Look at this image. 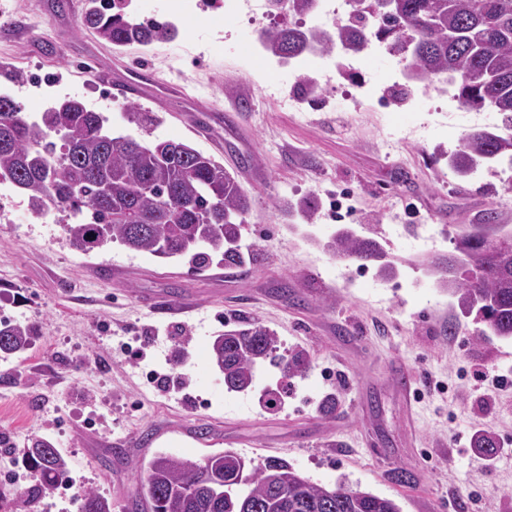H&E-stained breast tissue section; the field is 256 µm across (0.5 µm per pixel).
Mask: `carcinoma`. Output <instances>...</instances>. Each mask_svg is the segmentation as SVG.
<instances>
[{
	"label": "carcinoma",
	"instance_id": "obj_1",
	"mask_svg": "<svg viewBox=\"0 0 512 512\" xmlns=\"http://www.w3.org/2000/svg\"><path fill=\"white\" fill-rule=\"evenodd\" d=\"M95 5L83 16L84 25L115 45H150L170 41L178 30L169 23H133L125 14ZM273 11L284 8L297 22L258 32L265 49L283 59L309 51L330 52L340 42L356 55L372 41L407 61L409 80L432 84L448 75L457 85L461 104L504 116L502 126L465 133L448 155V169L467 178L485 166L508 161L512 169V0H393L382 11L379 0H351L346 17L335 24L336 35L323 28H306L299 19L313 14L318 0H270ZM124 119L145 131L147 138L112 136L108 118L77 98H65L34 117L21 105L0 96V131L11 143L0 147V182H9L27 199L32 214L65 212L71 245L83 252L117 242L130 250L161 258H178L197 269L213 261L247 275L259 253L241 244V230L251 201L235 174L224 164L183 141L152 137L155 118L136 107ZM320 203L311 194L296 203L287 199L274 208L311 223ZM499 213L487 209L478 224L455 232L456 242L476 279L459 276L448 285V269L431 263L427 271L438 287L448 289L464 315L476 312L485 329L512 338V249L488 247L485 230L512 234L499 223ZM323 248L333 256L376 268L378 276L395 274L383 245L346 226L338 228ZM32 326L0 320V358L9 359L31 344ZM209 357L224 375L230 391H246L263 364L278 369L280 387L311 369L303 350L280 352L276 333L257 320L237 322L229 335L212 342ZM243 457L233 452L203 460L159 455L148 466H135L129 490L134 508L146 512H217L209 490L224 484ZM26 468L46 491L69 473L68 459L48 440L34 438ZM279 471L288 487V503L276 497L266 472ZM223 512H400L393 500L348 487L311 482L286 460L250 459L242 476L225 489ZM82 512H112V503L92 490L81 494Z\"/></svg>",
	"mask_w": 512,
	"mask_h": 512
}]
</instances>
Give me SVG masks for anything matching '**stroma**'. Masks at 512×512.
I'll use <instances>...</instances> for the list:
<instances>
[{
	"label": "stroma",
	"mask_w": 512,
	"mask_h": 512,
	"mask_svg": "<svg viewBox=\"0 0 512 512\" xmlns=\"http://www.w3.org/2000/svg\"><path fill=\"white\" fill-rule=\"evenodd\" d=\"M89 0H0V94L24 112L67 97L109 119L113 134L140 136L127 106L161 119L154 134L190 143L234 171L251 201L243 244L262 253L245 276L213 264L136 252L113 243L70 246L58 215L34 216L16 188L0 204V314L33 325L30 348L0 360V462L23 470L29 434L67 456L82 488L129 512L134 464L156 454L198 460L224 451L286 459L312 482L394 499L401 512H512V339L478 337L455 297L425 267L453 248L458 225L497 208L512 225L501 165L462 180L448 173L460 136L499 124L498 113L459 106L433 87L393 76L389 55L334 49L329 73L294 59L253 54L256 26L211 11L174 16L173 0H132L170 14L179 35L124 49L82 23ZM133 82L115 96L102 81ZM318 84L316 96L300 75ZM316 194L306 231L273 203ZM376 238L396 267L334 258L321 243L339 226ZM307 350L309 372L267 407L275 371L233 392L208 361L211 341L241 319ZM189 356L179 361L172 336ZM405 371L419 396L405 403ZM335 395V419L317 405ZM213 440H195L198 425ZM496 448H479L480 436ZM398 468L413 484H393ZM78 493L22 494L0 481V512H81Z\"/></svg>",
	"instance_id": "stroma-1"
}]
</instances>
